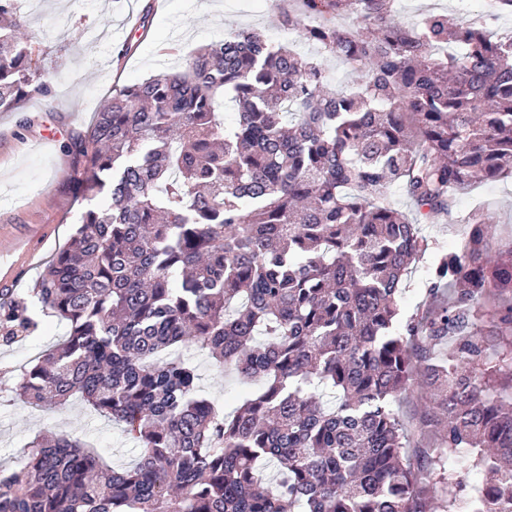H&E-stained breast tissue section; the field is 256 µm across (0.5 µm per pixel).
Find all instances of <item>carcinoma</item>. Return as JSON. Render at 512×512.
<instances>
[{
  "mask_svg": "<svg viewBox=\"0 0 512 512\" xmlns=\"http://www.w3.org/2000/svg\"><path fill=\"white\" fill-rule=\"evenodd\" d=\"M393 0H274L294 41L230 30L176 72L115 90L70 153L85 208L30 298L0 303V345L67 336L13 397H79L142 453L108 467L69 434L0 467V512H512V263L482 207L401 320L422 224L512 179V0L408 28ZM353 17L351 26L339 23ZM36 34L0 0V112L53 95ZM233 103L227 123L222 102ZM400 188L409 217L393 200ZM257 387L230 414L182 350ZM422 380L437 443L410 455L394 402ZM276 474L268 480L264 464ZM485 476L472 491L456 469Z\"/></svg>",
  "mask_w": 512,
  "mask_h": 512,
  "instance_id": "carcinoma-1",
  "label": "carcinoma"
}]
</instances>
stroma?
Wrapping results in <instances>:
<instances>
[{
    "label": "stroma",
    "mask_w": 512,
    "mask_h": 512,
    "mask_svg": "<svg viewBox=\"0 0 512 512\" xmlns=\"http://www.w3.org/2000/svg\"><path fill=\"white\" fill-rule=\"evenodd\" d=\"M150 0H23L20 9L37 35L34 58L54 75L53 108L40 99L21 111L0 112V298L35 288L45 267L64 248L75 229L81 201L72 182L67 151L77 132L112 95L113 87L168 71L195 49L221 40L230 29H259L279 38L272 9L255 0H165L153 11L139 45L123 54L135 34V15ZM80 27L83 37L68 42L66 31ZM482 205L495 213L503 232H512V182L486 181L457 197L448 220L423 225L436 244L409 273L400 302L402 316L414 315L426 300V275L439 250L448 248L460 218ZM65 322L43 320L36 339L0 346V369L7 386L0 390V466L15 467L33 439L68 432L94 443L106 463L129 466L140 450L120 427L82 400L63 409L32 407L13 399L17 374L41 351L59 342ZM192 364L203 394L232 411L245 386L235 374L213 367L206 351L191 348Z\"/></svg>",
    "instance_id": "1"
}]
</instances>
